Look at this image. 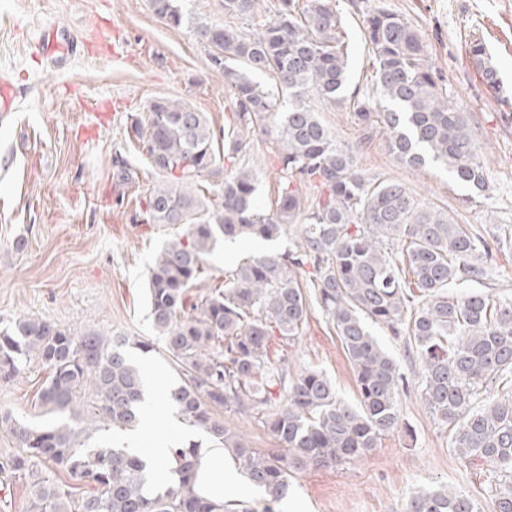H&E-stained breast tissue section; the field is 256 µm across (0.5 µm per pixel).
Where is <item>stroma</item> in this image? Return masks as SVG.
<instances>
[{
    "label": "stroma",
    "instance_id": "obj_1",
    "mask_svg": "<svg viewBox=\"0 0 512 512\" xmlns=\"http://www.w3.org/2000/svg\"><path fill=\"white\" fill-rule=\"evenodd\" d=\"M183 21L159 18L151 0H0V80L20 94L16 111L0 112V325L39 317L81 334L95 331L153 338L147 273L156 252L181 234L178 226L140 224L136 193L158 176L127 135V117L157 98L179 100L223 126L230 89L209 63L198 23H233L224 0H177ZM407 18L430 46L457 107L476 131L487 160L489 189L481 204L445 171H413L367 136L350 100H312L339 145L354 156L366 180H399L422 200L447 208L489 252L491 293L512 299V0H339L348 34L351 86L370 91V60L363 20L374 8ZM68 28L77 49L62 64L44 59L41 30ZM484 47L474 58L473 45ZM274 137L256 132L247 154L258 178V206L275 211L278 173ZM137 173L128 192L112 179L115 154ZM291 235L217 247L207 258L210 282L224 280L225 253L236 259L287 250ZM282 352L294 370L316 367L340 397L356 398L354 372L332 327L312 310L302 335ZM49 372L32 364L26 374L0 380V414L37 415ZM484 477L453 450L452 434L419 392L401 397V424L377 448L337 468L309 469L291 480L282 512H406L423 489L448 488L470 496L479 512H495Z\"/></svg>",
    "mask_w": 512,
    "mask_h": 512
}]
</instances>
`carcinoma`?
I'll return each mask as SVG.
<instances>
[{
    "label": "carcinoma",
    "mask_w": 512,
    "mask_h": 512,
    "mask_svg": "<svg viewBox=\"0 0 512 512\" xmlns=\"http://www.w3.org/2000/svg\"><path fill=\"white\" fill-rule=\"evenodd\" d=\"M176 0H152L154 12L179 26ZM224 14L246 18L250 36L226 24L201 22L196 34L213 49L210 64L233 92L231 133L207 113L158 99L131 119L129 140L158 174L138 199L137 221L183 232L149 268L153 330L178 372L165 387L182 422L220 442L261 502L214 500L194 489L200 443L174 451L168 475H153L144 456L90 443L85 417L99 429L135 428L147 409L148 373L134 359L154 351L148 340L77 335L41 318L0 327V378L11 380L37 360L50 371L40 407L68 415L60 424L0 422L17 451L0 457V474L26 482L27 512H278L290 479L308 467H336L366 455L400 425V396L410 380L374 334L379 325L418 362V391L433 417L453 431L454 450L486 476L495 512H512V397L480 403L490 383L512 389V302L488 291L448 295L464 282L485 283L479 246L448 210L417 199L398 181L368 182L352 154L310 106L339 101L350 81L348 45L336 0H279L271 17L257 0H224ZM372 93L355 115L381 134L406 167L432 163L470 190L477 204L488 190L486 163L465 113L412 23L376 9L366 15ZM274 78L275 89L251 75ZM281 116L278 208H258L257 179L239 167L257 128ZM224 164V180L200 178ZM117 184H132L128 160L115 154ZM292 248L243 260L206 283V257L221 241H274L298 218ZM198 293H191L192 289ZM334 329L351 365L356 402L339 397L323 371L293 373L273 356L272 342L301 336L312 306ZM265 412L279 443L254 448L215 416ZM407 512H477L460 491L426 489Z\"/></svg>",
    "instance_id": "carcinoma-1"
}]
</instances>
